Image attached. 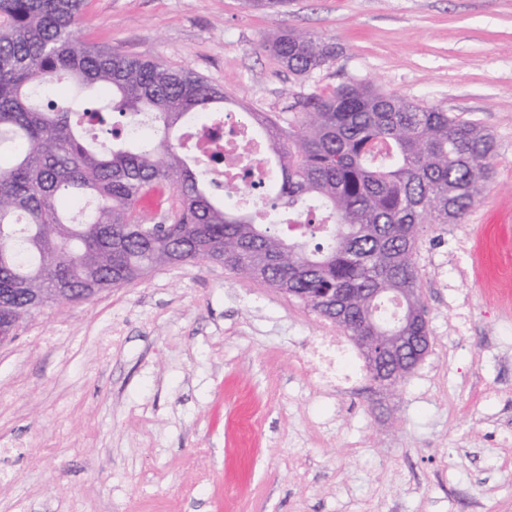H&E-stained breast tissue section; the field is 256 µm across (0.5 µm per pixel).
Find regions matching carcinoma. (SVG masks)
Returning a JSON list of instances; mask_svg holds the SVG:
<instances>
[{
	"mask_svg": "<svg viewBox=\"0 0 512 512\" xmlns=\"http://www.w3.org/2000/svg\"><path fill=\"white\" fill-rule=\"evenodd\" d=\"M288 0H249L271 15ZM83 0H0V293L28 288H106L174 263H220L307 305L320 289L343 291L344 316H319L344 335L363 314L393 321V288L419 287L416 246L426 224H459L489 179L493 139L405 96L352 80L295 102L284 127L251 117L273 163L269 199L255 217L218 198L178 140L193 116L235 100L189 68L90 44L73 25ZM264 50L298 76L336 60L321 34L278 28ZM144 126L117 138L116 127ZM175 185L171 225L136 221L145 188ZM307 224L290 240L276 226ZM14 317L39 312L21 295Z\"/></svg>",
	"mask_w": 512,
	"mask_h": 512,
	"instance_id": "1",
	"label": "carcinoma"
}]
</instances>
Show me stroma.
Instances as JSON below:
<instances>
[{
	"label": "stroma",
	"instance_id": "obj_1",
	"mask_svg": "<svg viewBox=\"0 0 512 512\" xmlns=\"http://www.w3.org/2000/svg\"><path fill=\"white\" fill-rule=\"evenodd\" d=\"M342 49L308 77L279 25ZM77 35L224 86L238 116L294 121L352 79L494 137L488 190L426 225L430 350L394 387L321 381L332 324L223 265L170 266L23 320L0 347V512H512V0H85Z\"/></svg>",
	"mask_w": 512,
	"mask_h": 512
}]
</instances>
